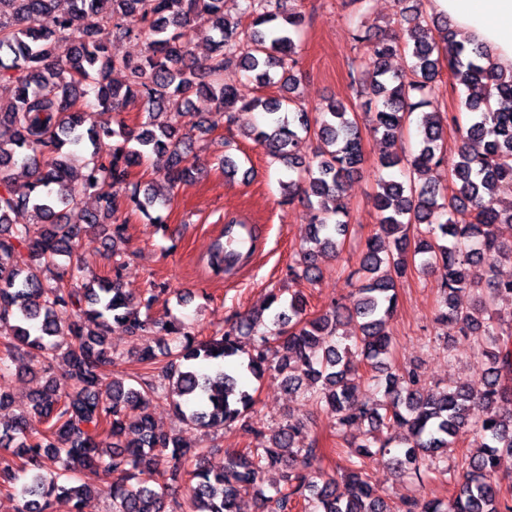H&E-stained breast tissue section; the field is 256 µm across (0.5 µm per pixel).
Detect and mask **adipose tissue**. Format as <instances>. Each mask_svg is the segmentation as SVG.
Segmentation results:
<instances>
[{
  "instance_id": "obj_1",
  "label": "adipose tissue",
  "mask_w": 512,
  "mask_h": 512,
  "mask_svg": "<svg viewBox=\"0 0 512 512\" xmlns=\"http://www.w3.org/2000/svg\"><path fill=\"white\" fill-rule=\"evenodd\" d=\"M448 15L461 38L486 46L496 68L512 70V0H431Z\"/></svg>"
}]
</instances>
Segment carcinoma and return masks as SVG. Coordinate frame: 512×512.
I'll use <instances>...</instances> for the list:
<instances>
[{
	"instance_id": "obj_1",
	"label": "carcinoma",
	"mask_w": 512,
	"mask_h": 512,
	"mask_svg": "<svg viewBox=\"0 0 512 512\" xmlns=\"http://www.w3.org/2000/svg\"><path fill=\"white\" fill-rule=\"evenodd\" d=\"M242 2L233 17L224 13V0H70L66 11L56 9L58 0H0V322L13 323L0 344V406L11 402V365L27 359L24 370L42 380L31 407L0 429V491H17L18 512H51L54 497L83 512L94 489L76 483L75 474L95 470L136 481L108 486L112 512H239L247 493L261 497L263 512H512L496 481L502 458L512 456V322L496 315L500 303L512 302V279L496 275L498 266L512 264V241L497 233L512 224V203L494 206L512 197V72L495 71L485 47L456 41L448 17L427 12L425 0H397L398 32L373 33L363 24L355 34L365 47L367 78L350 76L373 109L368 129L380 154L377 231L355 271L351 307L335 301L310 317L302 293L272 292L263 310L200 338L180 319L159 324L149 317L166 288L133 299L121 288L118 265L85 280L77 247L87 229L104 234L114 253L126 229L115 223L121 200L160 224L162 216L150 211L168 205L191 178L182 154L196 139L155 121L193 96L213 101L211 127L234 123L238 112L267 115L246 137L288 171L279 180L283 199L301 197L310 208V247L301 249L302 269L292 274L313 281L317 257L340 252L350 231L344 184L363 162L362 129L342 102L313 110L298 103L305 16L287 7L270 11L269 0ZM34 17L43 24L25 26ZM103 23L121 38L144 41L145 55H111L96 38ZM201 33L214 46L204 62L190 51ZM59 38L72 41L65 59L54 54ZM398 54L407 58L403 72L390 66ZM231 65L282 94L241 98L224 83ZM444 69L469 91L462 100L469 120L457 126L451 157L446 133L456 118L439 111L433 94ZM116 70L126 84L110 83ZM91 94L96 112L83 108ZM136 101L144 112L139 131L112 121ZM419 110L418 146L407 152L399 142ZM303 135L317 141L308 158L293 151ZM160 153L168 155L158 175L165 192L150 183L127 190L131 168ZM390 169L400 178H385ZM87 194L98 210L71 223L79 196ZM21 207L39 222L13 223ZM245 232L254 235L235 217L224 224L226 238ZM253 252L219 242L209 264L226 272ZM415 270L437 279L436 321L456 326L471 340V353L487 361L481 379L440 389L415 370L389 365L393 341L385 326L397 310L398 285ZM469 294L473 304L460 305ZM114 328L145 341L128 382L107 380L115 357L105 336ZM159 335L177 341L179 351L152 346ZM242 370L257 381L272 372L290 394L306 388L335 420L338 437L350 425H368L341 479L314 480L324 452L297 421L282 424L266 447L228 453L221 471L202 464V449L157 430L148 408L158 400L205 430L246 423L255 399L240 384ZM468 434L474 451L460 462L450 459L448 449ZM377 454L420 484L459 469L462 481L446 502L398 504L367 478V460ZM192 462L187 509L167 498L166 487L183 480ZM272 470L280 478L267 496L258 481Z\"/></svg>"
}]
</instances>
